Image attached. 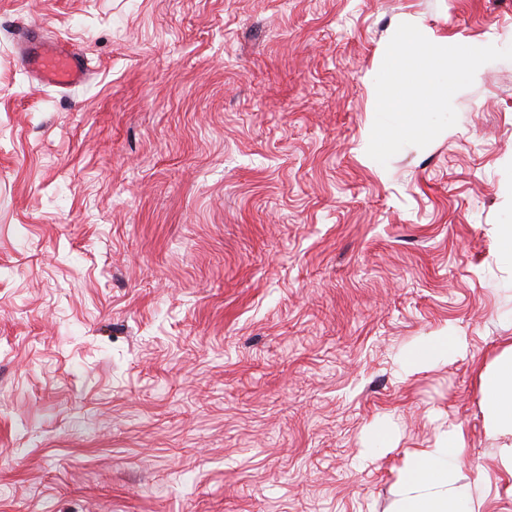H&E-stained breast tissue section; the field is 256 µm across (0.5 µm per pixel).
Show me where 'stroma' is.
<instances>
[{
  "label": "stroma",
  "mask_w": 512,
  "mask_h": 512,
  "mask_svg": "<svg viewBox=\"0 0 512 512\" xmlns=\"http://www.w3.org/2000/svg\"><path fill=\"white\" fill-rule=\"evenodd\" d=\"M512 45V0H0V512H397L512 346V61L360 151L399 24ZM90 78L37 86L26 33ZM455 362L407 373L443 328Z\"/></svg>",
  "instance_id": "35a3bbf8"
}]
</instances>
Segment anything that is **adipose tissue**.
Here are the masks:
<instances>
[{
	"label": "adipose tissue",
	"instance_id": "ef3b65f1",
	"mask_svg": "<svg viewBox=\"0 0 512 512\" xmlns=\"http://www.w3.org/2000/svg\"><path fill=\"white\" fill-rule=\"evenodd\" d=\"M466 339L456 331H440L416 348L408 364L420 371L433 363H448L461 356ZM481 403L489 439L505 441L503 466L512 475V348L503 351L480 374ZM465 439L449 426L439 447L411 459L402 473L403 501L399 512H466V492L458 483L457 470L465 452Z\"/></svg>",
	"mask_w": 512,
	"mask_h": 512
}]
</instances>
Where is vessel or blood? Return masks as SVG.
<instances>
[{
    "label": "vessel or blood",
    "mask_w": 512,
    "mask_h": 512,
    "mask_svg": "<svg viewBox=\"0 0 512 512\" xmlns=\"http://www.w3.org/2000/svg\"><path fill=\"white\" fill-rule=\"evenodd\" d=\"M21 61L45 86L75 88L85 84L88 78L83 57L58 42L50 43L34 36L29 37Z\"/></svg>",
    "instance_id": "b4317fda"
}]
</instances>
